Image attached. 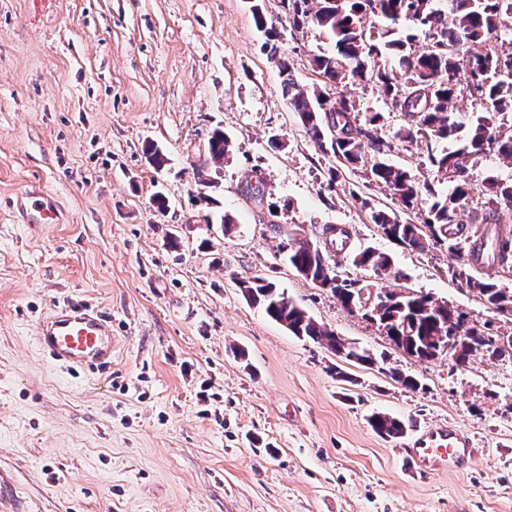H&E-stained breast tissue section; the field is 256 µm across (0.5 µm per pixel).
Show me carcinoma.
<instances>
[{"label":"carcinoma","instance_id":"carcinoma-1","mask_svg":"<svg viewBox=\"0 0 512 512\" xmlns=\"http://www.w3.org/2000/svg\"><path fill=\"white\" fill-rule=\"evenodd\" d=\"M288 10V23L295 30L308 24L320 28L334 45L333 51L312 57V69L321 85L309 89L292 78L288 54L271 46V54L285 75L283 93L288 106L296 112L309 138L325 154H331L334 166L328 170V188L344 171L360 173L368 183L389 191L397 208L383 209L362 201L369 209L371 221L379 225L390 239L417 250L443 245L455 264L448 267L451 276L476 292L488 309L500 311L501 285L472 274L475 266L492 261L512 268V238L498 233L477 235L460 220L462 208L474 199L481 200L489 226L512 223V181L489 180L475 188L469 171L474 162L495 152L512 160V124L502 118L512 114V48L493 43L504 20L512 19V0H318L319 7L307 8L309 0H282ZM251 11L257 27L278 39L279 32L268 26L262 0H255ZM408 22L424 34L423 46H416V35L402 34L398 26ZM464 76L448 83V74ZM371 80L390 101L391 108L406 117L394 131L392 140L378 136L381 115L374 113L358 118L353 102V86ZM466 92L479 102L481 110L469 125L456 120L454 100ZM461 139L454 150L438 149L437 143L448 138ZM423 143L427 159L434 167L437 180L448 183L450 192L441 194L420 182L408 169L391 163L396 150H410ZM232 153V141L224 129L216 127L208 136L206 158L197 169L202 187L200 201L214 203L210 191L216 184L204 183L213 167H221ZM428 201L426 213L414 224L401 220L399 212L415 211ZM288 262L303 277L336 276L322 265L317 244L299 243L287 253ZM355 264L368 266L379 277L393 273L390 257L366 248L355 257ZM242 294L260 306L272 320L284 325L297 337H306L339 354L346 340L315 321L275 284L264 277L240 283ZM329 291L343 307L350 295L371 302L379 311L377 318L390 319L407 341L432 358L424 339L435 330L439 315L429 295L408 300L392 298V304L379 305L372 291L346 285L330 284ZM455 324L468 328L483 345L492 344L490 333L468 325L463 313L452 310ZM372 428L388 437L405 432V424L386 413L374 414Z\"/></svg>","mask_w":512,"mask_h":512}]
</instances>
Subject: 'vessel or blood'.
I'll return each mask as SVG.
<instances>
[{
  "mask_svg": "<svg viewBox=\"0 0 512 512\" xmlns=\"http://www.w3.org/2000/svg\"><path fill=\"white\" fill-rule=\"evenodd\" d=\"M58 219L56 203L42 190L33 191L25 207L29 224H53ZM43 354L60 367L77 370L105 368L112 363V320L84 303L54 309L37 331ZM475 452L468 435L452 427H436L413 441L405 451L410 472L423 473L471 465Z\"/></svg>",
  "mask_w": 512,
  "mask_h": 512,
  "instance_id": "1",
  "label": "vessel or blood"
}]
</instances>
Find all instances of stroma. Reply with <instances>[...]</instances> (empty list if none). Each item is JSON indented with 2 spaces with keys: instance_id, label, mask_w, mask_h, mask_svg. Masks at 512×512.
<instances>
[{
  "instance_id": "1",
  "label": "stroma",
  "mask_w": 512,
  "mask_h": 512,
  "mask_svg": "<svg viewBox=\"0 0 512 512\" xmlns=\"http://www.w3.org/2000/svg\"><path fill=\"white\" fill-rule=\"evenodd\" d=\"M264 11L294 79L318 84L311 59L331 41L291 30L281 0ZM265 41L247 0H0V473L15 512H512V357L414 358L281 247L342 224L341 275L374 283L354 264L371 247L470 325L512 336V315L453 279L447 250L371 222L361 201L392 207L386 188L356 174L328 187L332 159L290 109ZM218 126L233 151L205 206L196 168ZM34 187L61 223H23ZM218 212L235 233L205 223ZM256 276L384 369L290 334L242 296ZM70 301L111 317L110 371L74 373L39 349V322ZM376 412L406 433H376ZM438 424L471 434L475 464L407 475L403 448Z\"/></svg>"
}]
</instances>
